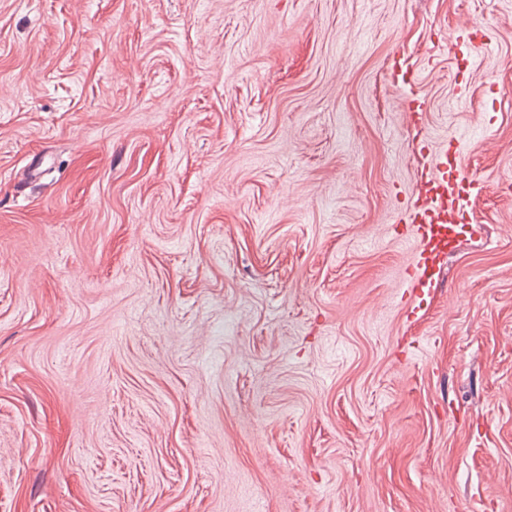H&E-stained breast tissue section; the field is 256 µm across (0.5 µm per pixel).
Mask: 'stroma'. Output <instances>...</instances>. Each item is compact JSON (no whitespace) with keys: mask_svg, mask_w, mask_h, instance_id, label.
<instances>
[{"mask_svg":"<svg viewBox=\"0 0 512 512\" xmlns=\"http://www.w3.org/2000/svg\"><path fill=\"white\" fill-rule=\"evenodd\" d=\"M0 512H512V0H0ZM479 189L480 181L463 175L456 157H448V145L439 147L431 165L417 171L409 204L415 242L410 281L424 288L445 264L461 234L472 190Z\"/></svg>","mask_w":512,"mask_h":512,"instance_id":"stroma-1","label":"stroma"}]
</instances>
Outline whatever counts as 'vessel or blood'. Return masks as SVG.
Here are the masks:
<instances>
[{
    "mask_svg": "<svg viewBox=\"0 0 512 512\" xmlns=\"http://www.w3.org/2000/svg\"><path fill=\"white\" fill-rule=\"evenodd\" d=\"M479 187L478 179L458 170L456 158L444 145L431 165L418 170L409 204L415 242L409 275L419 286H427L447 261L461 234L468 201Z\"/></svg>",
    "mask_w": 512,
    "mask_h": 512,
    "instance_id": "b4317fda",
    "label": "vessel or blood"
}]
</instances>
